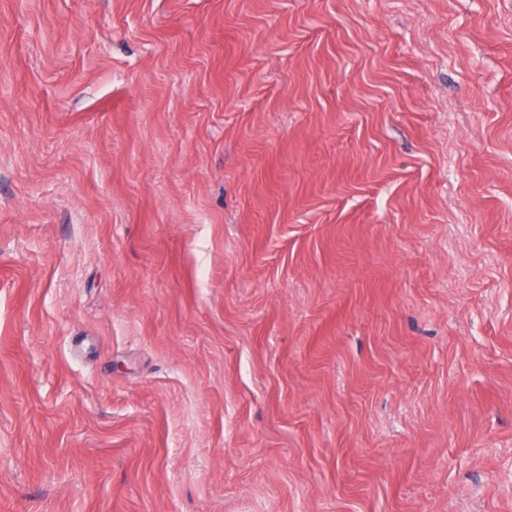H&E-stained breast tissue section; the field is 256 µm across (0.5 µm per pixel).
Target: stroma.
Segmentation results:
<instances>
[{"label": "stroma", "mask_w": 512, "mask_h": 512, "mask_svg": "<svg viewBox=\"0 0 512 512\" xmlns=\"http://www.w3.org/2000/svg\"><path fill=\"white\" fill-rule=\"evenodd\" d=\"M0 512H512V0H0Z\"/></svg>", "instance_id": "stroma-1"}]
</instances>
